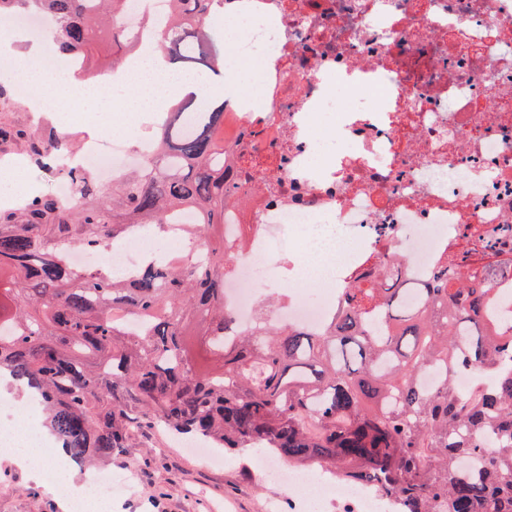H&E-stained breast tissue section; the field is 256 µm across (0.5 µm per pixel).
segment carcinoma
I'll use <instances>...</instances> for the list:
<instances>
[{
  "mask_svg": "<svg viewBox=\"0 0 512 512\" xmlns=\"http://www.w3.org/2000/svg\"><path fill=\"white\" fill-rule=\"evenodd\" d=\"M218 0H171L160 43L185 71L224 77V35L207 25ZM127 0H0V19L40 13L53 21L59 50L93 76L97 39L129 52L116 22ZM224 99L188 91L156 137L158 153L112 185L92 171L64 169L56 155L76 136L53 127L0 122V148L58 172L72 197L33 195L0 210V370L38 394L49 427L77 465L109 461L129 447L131 420L204 440L252 448L294 469L339 482L361 479L394 498V512H512V323L493 317L494 284L443 269L430 284L384 281L350 288L321 333L279 326L224 344L235 318L224 307ZM194 217L188 232L209 262L184 269L149 265L131 280L69 263L72 247L96 248L135 229H155L171 211ZM417 297L416 306L405 296ZM123 306L149 315L132 335L112 317ZM221 360L201 368L190 338ZM487 377L482 393L461 395V371ZM439 373L431 387L422 377Z\"/></svg>",
  "mask_w": 512,
  "mask_h": 512,
  "instance_id": "obj_1",
  "label": "carcinoma"
}]
</instances>
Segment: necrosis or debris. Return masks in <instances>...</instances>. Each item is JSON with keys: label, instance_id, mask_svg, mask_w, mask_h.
<instances>
[{"label": "necrosis or debris", "instance_id": "obj_1", "mask_svg": "<svg viewBox=\"0 0 512 512\" xmlns=\"http://www.w3.org/2000/svg\"><path fill=\"white\" fill-rule=\"evenodd\" d=\"M168 0H129L121 24L138 32L137 68L166 21ZM224 163L238 183L224 209V305L240 333L273 325L323 331L347 288L400 265L429 282L443 265L496 269L498 305L512 308V0H224ZM156 141L128 133L87 139L77 163L97 175L135 170ZM166 249L132 235L71 252L74 266L135 276L148 263L199 262L183 225ZM325 256L310 294L302 252ZM11 408L0 444L43 447ZM259 463L302 508L341 495L362 512H391L366 483Z\"/></svg>", "mask_w": 512, "mask_h": 512}]
</instances>
